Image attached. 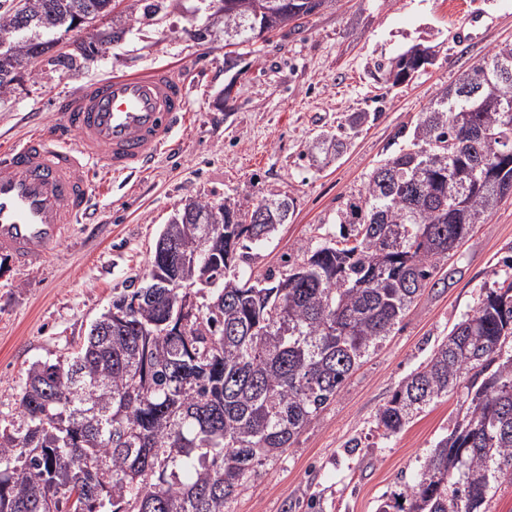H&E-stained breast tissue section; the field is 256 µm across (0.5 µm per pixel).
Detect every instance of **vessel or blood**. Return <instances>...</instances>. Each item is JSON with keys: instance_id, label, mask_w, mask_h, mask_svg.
<instances>
[{"instance_id": "b4317fda", "label": "vessel or blood", "mask_w": 512, "mask_h": 512, "mask_svg": "<svg viewBox=\"0 0 512 512\" xmlns=\"http://www.w3.org/2000/svg\"><path fill=\"white\" fill-rule=\"evenodd\" d=\"M188 103L165 67L111 74L63 98L54 122L0 151V254L41 264L71 225L92 222L91 165L115 176L145 170L172 147Z\"/></svg>"}]
</instances>
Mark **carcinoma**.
Returning <instances> with one entry per match:
<instances>
[{
	"instance_id": "1",
	"label": "carcinoma",
	"mask_w": 512,
	"mask_h": 512,
	"mask_svg": "<svg viewBox=\"0 0 512 512\" xmlns=\"http://www.w3.org/2000/svg\"><path fill=\"white\" fill-rule=\"evenodd\" d=\"M328 0H224V38L243 46ZM112 11V0H0V94L50 35ZM413 47L385 70L397 85L432 63ZM512 44L446 88L420 114L409 144L371 171L337 211L346 232L279 277L227 275L245 241L277 231L286 198L264 199L262 224L194 201L210 223L175 217L159 237L193 259L166 261L146 285L114 297L80 349L27 370L18 420L0 426V512H224L256 468L280 456L340 392L474 226L512 193ZM344 138L314 142L317 162ZM178 280L207 290L183 312ZM512 273L485 289L377 416L388 436L465 384L468 407L378 512H488L512 481Z\"/></svg>"
}]
</instances>
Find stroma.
<instances>
[{
    "label": "stroma",
    "instance_id": "1",
    "mask_svg": "<svg viewBox=\"0 0 512 512\" xmlns=\"http://www.w3.org/2000/svg\"><path fill=\"white\" fill-rule=\"evenodd\" d=\"M476 7L484 13L479 35L459 43L453 30ZM111 28L121 38L101 42ZM61 39L96 50L69 67L44 55L0 95V148L35 122H52L63 95L113 73L172 67L189 80V119L176 153H161L138 178L95 174L96 223L75 225L38 266L0 265V420L16 417L34 361L77 351L113 295L140 285L160 231L186 201L247 211L264 199L292 200L288 222L246 250L240 268L257 275L281 270L288 259L302 262L339 234L337 211L396 151L400 131L496 46L512 42V0H329L300 26L230 54L213 0H164L158 14L144 15L138 5L132 21L99 17ZM415 45L432 47L433 64L398 86L385 83L381 64ZM354 112L377 118L349 133L337 161L312 165L316 137L337 133ZM508 256L512 195L441 261L438 285L426 286L336 398L282 456L258 467L226 512H377L412 483L455 423L462 390L389 436L377 430L376 414L473 312Z\"/></svg>",
    "mask_w": 512,
    "mask_h": 512
}]
</instances>
